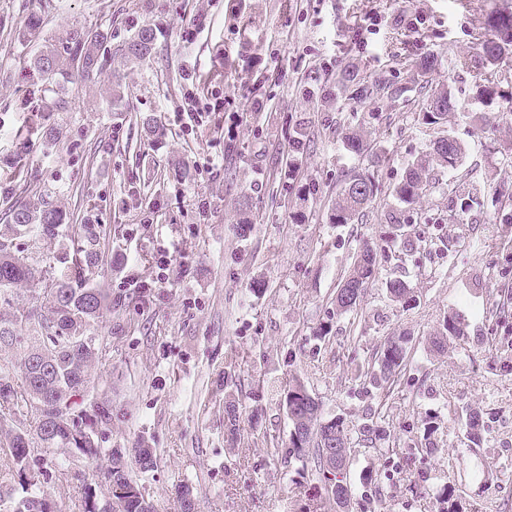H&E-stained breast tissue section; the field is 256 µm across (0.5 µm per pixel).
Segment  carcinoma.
<instances>
[{
	"instance_id": "cac0c4a2",
	"label": "carcinoma",
	"mask_w": 512,
	"mask_h": 512,
	"mask_svg": "<svg viewBox=\"0 0 512 512\" xmlns=\"http://www.w3.org/2000/svg\"><path fill=\"white\" fill-rule=\"evenodd\" d=\"M491 37L482 41L479 54L482 66L495 69L502 58L512 53V12L490 14L483 22ZM43 21L29 16L20 41L41 39L37 53L19 59V83L25 88L34 121L29 130L16 133L20 141L12 169L21 174L25 166L26 145L37 136L47 148H54L62 138L61 128L46 120L45 113L62 111L61 99L48 101L45 93H59L73 74L83 77L100 74L120 58L125 63L144 61L152 52L156 32L139 26L121 44L112 45V31L96 27H72L41 36ZM437 58L425 55L415 62L406 84L378 81L357 84L352 99L361 103L373 95L386 93L399 97L424 85L426 75L436 66ZM512 74L499 75L477 86L476 99L485 107L505 105L512 109ZM454 108L447 88L434 90L427 97L422 123L442 127ZM291 152L284 161L293 170L303 156L310 133L306 123L295 124L290 136ZM343 148L364 155L361 135L348 130L342 136ZM465 155L464 146L449 133L431 141L429 150L408 163L405 174L392 196L397 209L390 213L392 227H412L417 220L415 206L436 169L455 170ZM381 156H367V167L354 171L344 180L336 195L330 221L351 224L374 201L379 191L375 169ZM456 205L459 219L465 220L470 202L480 188L470 180L457 184ZM55 241L53 263L41 256H21L19 248L32 241ZM108 241L106 234L93 224L74 223L73 213L54 207L42 196L33 194L8 210V224L0 230V337L8 334V343L0 342V505L17 504L26 498L38 512H62L47 492L52 480L64 479L83 463L106 461L105 491L83 483L77 492L78 512H157L153 502L140 491L132 467L149 471L155 465V449L101 446L103 432L112 426V405L85 401L91 391L110 383L108 376L95 374V368L108 355L112 339L96 334V326L112 322V293L95 284L103 269ZM382 247L366 241L356 254L348 275L336 290V315L353 311L360 304L369 284L375 281L378 255ZM390 299L406 304L411 299L409 287L399 278L385 281ZM468 334V324L459 314L443 317L430 336V348L441 353L448 338ZM409 338L389 336L367 369L357 365V377L368 378L380 386L395 381L406 365ZM224 436L229 447L241 437L242 410L230 388L236 385L232 372L224 373ZM280 405L288 416L291 432L288 455L302 463L300 474H311L326 487L328 497L338 512H349L354 488L331 493L328 488L329 454L336 455V468L347 478L351 466V445L373 441L383 433L374 421L351 425L340 417L326 419L321 404L307 384L297 379L280 396Z\"/></svg>"
}]
</instances>
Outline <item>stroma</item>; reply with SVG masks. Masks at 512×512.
<instances>
[{"mask_svg": "<svg viewBox=\"0 0 512 512\" xmlns=\"http://www.w3.org/2000/svg\"><path fill=\"white\" fill-rule=\"evenodd\" d=\"M504 8L512 0H0L1 182L14 135L30 123L12 60L38 48L16 40L27 15L49 33L108 27L118 43L135 23L157 33L151 57L122 68L121 111L101 92L107 75L69 84L57 115L68 138L52 150L32 140L26 182L110 233L114 267L100 283L121 300L101 365L112 381L106 445L156 448L155 468L138 479L159 512H174L182 482L194 486L199 512H288L297 492L317 512H335L320 482L299 479V462L267 452L288 442L279 399L296 377L324 417L370 416L386 428L351 450V512L371 494L378 512H512V370L502 361L512 343V206L498 200L512 189V112L494 109L478 129L473 93L494 73L447 64L477 55L481 18ZM426 54L439 59L429 88L448 85L455 97L447 128L465 157L459 170L436 173L418 204L441 226L412 234L443 231L448 251L393 245L357 310L336 315L331 299L358 244L386 229L393 185L434 136L418 119L425 94L357 103L339 76L353 64L364 84H402ZM355 115L383 159L381 190L339 227L330 222L336 193L364 166L341 143ZM137 116L152 117L154 133ZM299 120L311 143L289 173L280 160ZM459 175L482 188L463 222L448 202ZM390 277L407 281L410 306L388 299ZM451 311L469 333L431 352L428 338ZM324 322L331 331L316 338ZM394 334L412 340L398 382L354 380L353 360ZM231 361L244 417L233 448L224 439ZM472 408L484 422L475 443L464 425ZM430 416L439 429L428 438Z\"/></svg>", "mask_w": 512, "mask_h": 512, "instance_id": "stroma-1", "label": "stroma"}]
</instances>
